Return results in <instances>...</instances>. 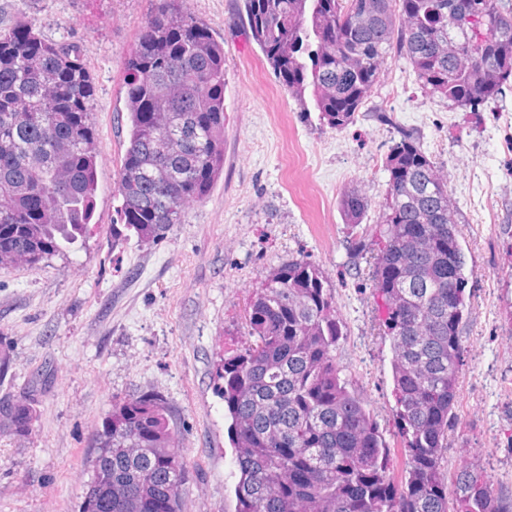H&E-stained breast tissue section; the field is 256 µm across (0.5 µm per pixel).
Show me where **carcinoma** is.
Segmentation results:
<instances>
[{"label":"carcinoma","instance_id":"carcinoma-1","mask_svg":"<svg viewBox=\"0 0 512 512\" xmlns=\"http://www.w3.org/2000/svg\"><path fill=\"white\" fill-rule=\"evenodd\" d=\"M188 0H151L123 76L128 144L115 192L123 227L154 242L182 223L224 170V43ZM236 0L248 34L301 112L342 130L390 56L451 108L476 111L512 80V0ZM310 97H305V94ZM93 77L80 49L49 40L27 16L0 28V265L64 254L90 224L97 141ZM382 247L372 292L408 450L404 482L386 475L382 434L336 365L344 336L333 288L306 257L275 268L245 317L247 347L224 358L219 394L231 419L237 512H512L490 476L465 465L445 478L458 401L465 254L447 179L414 134L385 158ZM359 225L370 201L340 198ZM33 395L0 397V434H26ZM164 398L112 406L91 444L79 512H182L187 461Z\"/></svg>","mask_w":512,"mask_h":512}]
</instances>
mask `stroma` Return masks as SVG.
Masks as SVG:
<instances>
[{"label":"stroma","mask_w":512,"mask_h":512,"mask_svg":"<svg viewBox=\"0 0 512 512\" xmlns=\"http://www.w3.org/2000/svg\"><path fill=\"white\" fill-rule=\"evenodd\" d=\"M224 43V172L158 242L113 235L114 182L127 141L125 62L149 0H0V21L35 19L45 36L79 46L94 79L97 191L89 232L67 254L0 265V350L10 375L0 396L33 382L36 419L0 436V512H79L91 479L88 442L113 404L144 392L169 404L189 478L184 512H236L230 418L217 388L225 356L245 347L256 289L288 259L308 257L331 282L345 334L336 363L364 399L401 483L407 451L397 428L385 310L372 295L371 246L399 129L448 177L461 216L469 311L457 419L441 454L444 475L484 467L512 498V81L477 111L421 92L405 60L389 59L347 128L301 112L259 48L230 29L235 0H189ZM371 202L359 226L339 201Z\"/></svg>","instance_id":"stroma-1"}]
</instances>
